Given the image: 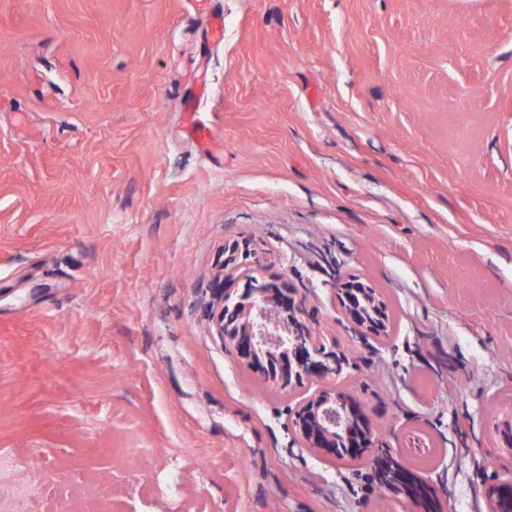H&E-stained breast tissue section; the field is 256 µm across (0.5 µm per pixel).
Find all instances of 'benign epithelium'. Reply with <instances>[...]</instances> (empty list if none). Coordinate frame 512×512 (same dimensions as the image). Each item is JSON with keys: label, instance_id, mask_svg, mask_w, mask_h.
<instances>
[{"label": "benign epithelium", "instance_id": "7a95c632", "mask_svg": "<svg viewBox=\"0 0 512 512\" xmlns=\"http://www.w3.org/2000/svg\"><path fill=\"white\" fill-rule=\"evenodd\" d=\"M244 280L238 299L222 308L216 331L256 372L283 388H293L342 371L348 360L334 345L313 335L298 317L299 307L288 289L248 274ZM343 295L350 322L374 336L386 330L388 317L371 289L353 282ZM291 424L305 447L328 455L356 458L372 445L363 410L349 395L334 389L305 400L294 411ZM376 459L384 485L398 486L410 496L424 485L389 453L382 450ZM487 495L490 512H512V482L490 487Z\"/></svg>", "mask_w": 512, "mask_h": 512}]
</instances>
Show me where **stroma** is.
Wrapping results in <instances>:
<instances>
[{
    "mask_svg": "<svg viewBox=\"0 0 512 512\" xmlns=\"http://www.w3.org/2000/svg\"><path fill=\"white\" fill-rule=\"evenodd\" d=\"M0 0V512H425L306 448L336 389L440 512L512 481V0ZM205 94H198V82ZM213 134L211 154L187 135ZM345 353L215 333L224 248ZM374 288L381 336L346 318Z\"/></svg>",
    "mask_w": 512,
    "mask_h": 512,
    "instance_id": "35a3bbf8",
    "label": "stroma"
}]
</instances>
